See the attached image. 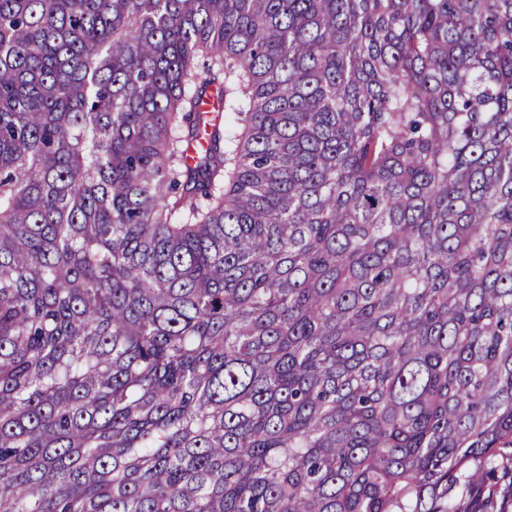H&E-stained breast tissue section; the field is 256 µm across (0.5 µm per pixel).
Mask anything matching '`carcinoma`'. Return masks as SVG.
Here are the masks:
<instances>
[{
  "label": "carcinoma",
  "instance_id": "obj_1",
  "mask_svg": "<svg viewBox=\"0 0 512 512\" xmlns=\"http://www.w3.org/2000/svg\"><path fill=\"white\" fill-rule=\"evenodd\" d=\"M512 0H0V512H494Z\"/></svg>",
  "mask_w": 512,
  "mask_h": 512
}]
</instances>
